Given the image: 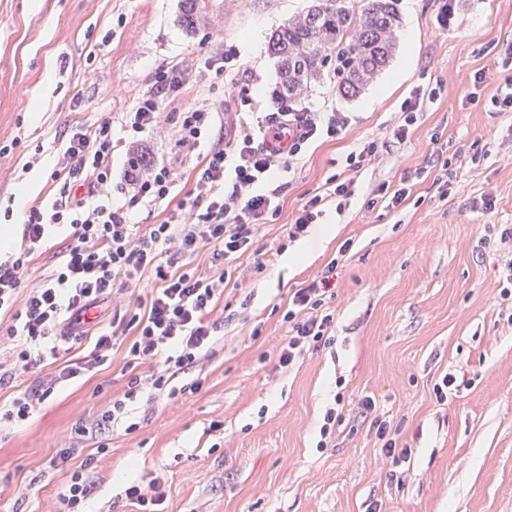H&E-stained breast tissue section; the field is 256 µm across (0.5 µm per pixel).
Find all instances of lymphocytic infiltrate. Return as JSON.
Returning <instances> with one entry per match:
<instances>
[{
	"instance_id": "f902f5d3",
	"label": "lymphocytic infiltrate",
	"mask_w": 512,
	"mask_h": 512,
	"mask_svg": "<svg viewBox=\"0 0 512 512\" xmlns=\"http://www.w3.org/2000/svg\"><path fill=\"white\" fill-rule=\"evenodd\" d=\"M178 84L176 69L157 70L151 87L127 115L126 125L136 137L124 175L129 193L123 204L112 200L111 119L73 125L51 174L49 202L25 211L23 242L0 261V311L11 314L0 336V388L74 345L88 310L105 301L112 304V321L99 328L89 360L65 365L19 393L0 407V423L25 422L57 386L106 364L118 343L128 345L124 393L93 420L78 419L69 447L52 460L66 474L62 502L67 512H85L96 489L87 463L80 460L82 444L102 438L141 393L176 396L172 380L207 357L217 329L211 315L231 280V265L252 248L260 226L280 212L283 185L277 174L291 172L310 142L338 138L351 122L348 113L314 112L288 103L276 91L271 94L275 111L257 112L249 87L241 86L232 134L224 143L211 145L191 188L177 201L172 193L182 178L179 168H143L139 159L149 155L145 136L155 130L169 92ZM211 118L194 107L174 113V146L196 150L211 131ZM351 194V180L330 177L324 190L301 204L287 228L288 239L307 233L325 202L335 201L341 210ZM142 205L169 206V216L159 224H134L131 216ZM61 224L70 229L61 261L40 283L27 286L32 256ZM205 249L222 261V269L186 267V258ZM327 268L329 273L336 265L331 262ZM328 273L296 289L289 301L280 366L292 365L305 349L330 344L334 316L327 305Z\"/></svg>"
}]
</instances>
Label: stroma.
<instances>
[{
    "instance_id": "obj_1",
    "label": "stroma",
    "mask_w": 512,
    "mask_h": 512,
    "mask_svg": "<svg viewBox=\"0 0 512 512\" xmlns=\"http://www.w3.org/2000/svg\"><path fill=\"white\" fill-rule=\"evenodd\" d=\"M308 0H205L188 33L180 0H0V206L14 213L47 200L75 123L112 120V194L125 183L126 116L162 63L179 65L173 109L213 112V137L237 108L236 83L254 82L260 110L279 85L271 34ZM443 0H399L400 26L388 63L413 66L387 94L379 72L357 97L333 83L301 100L315 112H349L333 141L310 144L288 177L282 210L260 227L252 252L232 266L215 344L175 386L202 378L195 393L137 398L103 443L87 441L97 492L89 512H137L125 496L134 480L159 478L164 512H512V298L500 289L512 255L499 244L512 225V112L487 106L512 47V0H456L453 25L438 22ZM238 62L223 79L208 69L224 49ZM486 80L474 84L476 71ZM418 87L436 89L402 142L388 134ZM476 101H469V94ZM384 141L378 161L354 175L344 210L325 206L310 231L288 242L305 194L342 174L347 155ZM446 159L440 168L438 159ZM414 177L397 209L366 210L381 183ZM447 175L440 193L438 175ZM29 202L18 199L29 182ZM495 207L481 209L484 196ZM346 256L338 250L344 241ZM303 251L299 263L291 255ZM336 262L330 307L333 344L278 364L295 289ZM125 346L102 370L65 384L20 426H0V512H65V477L52 459L79 418L120 397ZM452 374L447 400L435 383ZM375 407L363 412L360 402ZM343 417L319 447L325 412ZM389 422L406 460L386 456L375 421ZM222 430H213V423Z\"/></svg>"
}]
</instances>
